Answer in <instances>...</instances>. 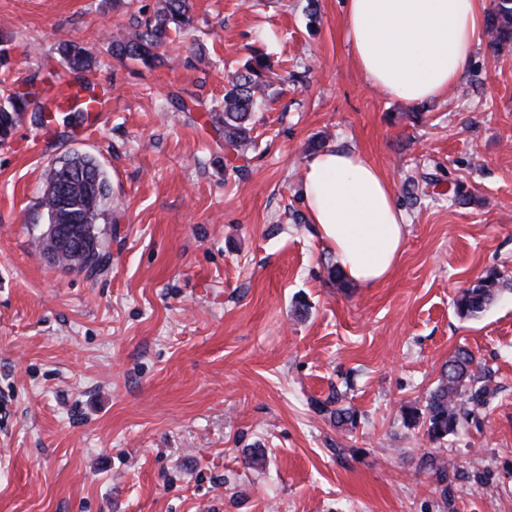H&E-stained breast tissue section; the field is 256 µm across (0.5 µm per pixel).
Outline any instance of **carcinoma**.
<instances>
[{
  "instance_id": "carcinoma-1",
  "label": "carcinoma",
  "mask_w": 512,
  "mask_h": 512,
  "mask_svg": "<svg viewBox=\"0 0 512 512\" xmlns=\"http://www.w3.org/2000/svg\"><path fill=\"white\" fill-rule=\"evenodd\" d=\"M193 0H160L152 14H132L129 21L136 28L133 37H112L110 54L152 68L161 61L159 50L171 43V36L188 37L195 29ZM489 44L497 51L512 48V0H493L488 17ZM57 53L75 70H90L97 64L93 53L81 44L62 42ZM272 65L267 55L253 48L242 67L229 70L224 86V101L220 108L208 110L211 124L222 128L224 160L232 169V158L244 156L255 145L252 114L265 96L267 78ZM34 79L24 80L14 87L0 103V142L15 129L21 115L31 113L36 127H44L60 119V115L35 104ZM108 194V181L100 166L87 156L75 155L50 167L40 200L50 224H82L93 247L82 270L89 274L100 271L107 263V253L95 232L100 204ZM499 278L489 274L475 285L464 289L456 300L462 317L482 313L498 296ZM475 359L465 349L457 350L445 366L440 385L426 400L424 410L408 412L411 421L424 419L430 440L437 441L455 431L460 420L459 404L466 396L467 382L474 376Z\"/></svg>"
}]
</instances>
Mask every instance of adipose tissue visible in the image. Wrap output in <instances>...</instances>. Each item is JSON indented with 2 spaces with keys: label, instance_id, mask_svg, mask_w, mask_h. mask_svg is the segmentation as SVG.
<instances>
[{
  "label": "adipose tissue",
  "instance_id": "adipose-tissue-1",
  "mask_svg": "<svg viewBox=\"0 0 512 512\" xmlns=\"http://www.w3.org/2000/svg\"><path fill=\"white\" fill-rule=\"evenodd\" d=\"M486 0H347L345 34L356 65L383 94L424 102L447 94L469 65ZM301 197L344 277L387 280L408 226L389 176L356 151L329 147L305 164Z\"/></svg>",
  "mask_w": 512,
  "mask_h": 512
}]
</instances>
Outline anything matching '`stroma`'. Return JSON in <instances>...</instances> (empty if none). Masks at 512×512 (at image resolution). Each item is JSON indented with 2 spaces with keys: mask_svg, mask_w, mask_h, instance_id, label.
<instances>
[{
  "mask_svg": "<svg viewBox=\"0 0 512 512\" xmlns=\"http://www.w3.org/2000/svg\"><path fill=\"white\" fill-rule=\"evenodd\" d=\"M158 5L0 0V97L48 69L74 83L64 41L109 91L82 125L24 121L0 144V512H512V50L480 40L418 105L358 70L344 0H195L162 64L113 58L109 35ZM254 47L276 77L235 171L204 113ZM331 146L381 167L408 219L380 285L336 281L309 218L284 215ZM74 154L110 183L92 277L37 246L46 171ZM427 180L437 194L415 192ZM492 271L503 297L460 317ZM460 348L482 401L433 442L404 414ZM56 50L60 58L75 70H91L97 64V58L81 44L62 42Z\"/></svg>",
  "mask_w": 512,
  "mask_h": 512,
  "instance_id": "35a3bbf8",
  "label": "stroma"
}]
</instances>
